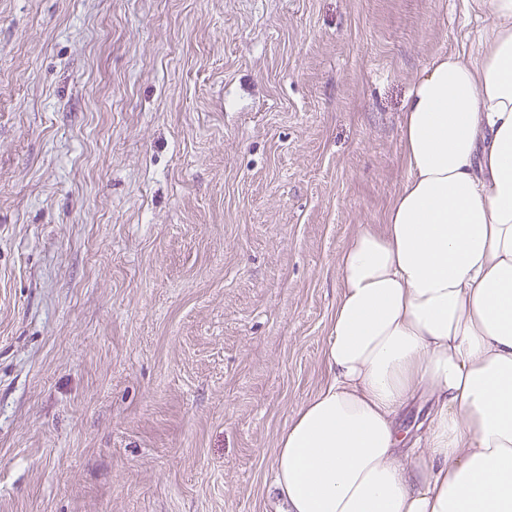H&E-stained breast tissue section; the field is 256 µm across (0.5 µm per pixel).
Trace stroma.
I'll return each mask as SVG.
<instances>
[{
    "mask_svg": "<svg viewBox=\"0 0 512 512\" xmlns=\"http://www.w3.org/2000/svg\"><path fill=\"white\" fill-rule=\"evenodd\" d=\"M466 0H0V512H274L337 257Z\"/></svg>",
    "mask_w": 512,
    "mask_h": 512,
    "instance_id": "stroma-1",
    "label": "stroma"
}]
</instances>
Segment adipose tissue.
<instances>
[{
  "label": "adipose tissue",
  "instance_id": "ef3b65f1",
  "mask_svg": "<svg viewBox=\"0 0 512 512\" xmlns=\"http://www.w3.org/2000/svg\"><path fill=\"white\" fill-rule=\"evenodd\" d=\"M470 2L479 50L413 84L408 177L339 255L327 379L277 442L278 512H512V0ZM428 402L426 397H420L412 402L403 412L400 418V431L401 434L405 435L407 441L409 438H412V435L415 431L417 424L423 420L426 410H427ZM410 438V441H411ZM410 441L406 446L409 445Z\"/></svg>",
  "mask_w": 512,
  "mask_h": 512
}]
</instances>
